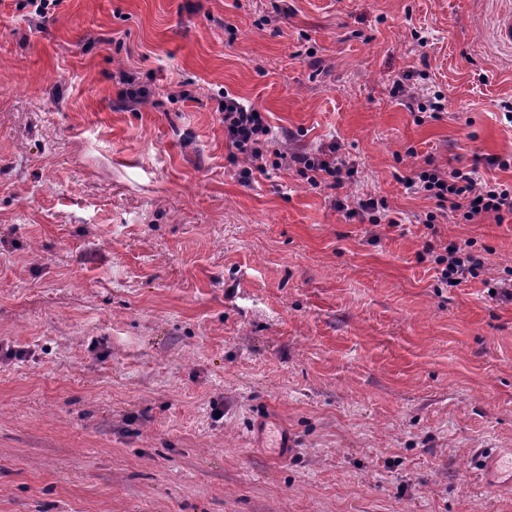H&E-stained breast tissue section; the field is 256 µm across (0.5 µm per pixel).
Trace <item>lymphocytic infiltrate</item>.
Here are the masks:
<instances>
[{"label":"lymphocytic infiltrate","mask_w":512,"mask_h":512,"mask_svg":"<svg viewBox=\"0 0 512 512\" xmlns=\"http://www.w3.org/2000/svg\"><path fill=\"white\" fill-rule=\"evenodd\" d=\"M220 110L224 114L227 161L236 168L241 181H248L253 170L269 166L292 170L312 187L336 191V208L347 220L396 226L384 202L348 194L358 170L340 155L336 144L289 150L274 141L264 112L254 106L228 95L221 101ZM402 182L408 191L425 194L434 201L435 209L428 214L427 224L440 223L451 215L464 224L485 218L501 224L512 219V185L485 179L478 167L444 170L428 159ZM427 251L440 268L443 284L463 283L487 273L485 261L472 241L451 240L440 247L428 246Z\"/></svg>","instance_id":"lymphocytic-infiltrate-1"}]
</instances>
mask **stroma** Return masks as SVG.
<instances>
[{"mask_svg":"<svg viewBox=\"0 0 512 512\" xmlns=\"http://www.w3.org/2000/svg\"><path fill=\"white\" fill-rule=\"evenodd\" d=\"M511 4L0 0V512H512L474 454L512 448V302L426 252L512 268V223L428 228L399 181L480 155L512 185ZM406 71L440 118L393 96ZM227 94L287 148L339 144L400 225L292 171L240 182ZM16 10L29 8L28 14L35 17L47 18L48 15H54V10L61 6L64 0H15ZM53 10V12L51 11ZM493 38L502 49L512 51V8L502 10L495 18ZM118 81L124 86L126 97L134 102H140L149 94L148 87L141 81L140 72L133 69H122L116 73ZM431 244L427 247L428 254L434 256V263L440 268V282L446 286L454 287L471 279H478L487 275L484 258L477 254L473 241H448L446 245ZM456 280V283H452Z\"/></svg>","mask_w":512,"mask_h":512,"instance_id":"stroma-1","label":"stroma"}]
</instances>
